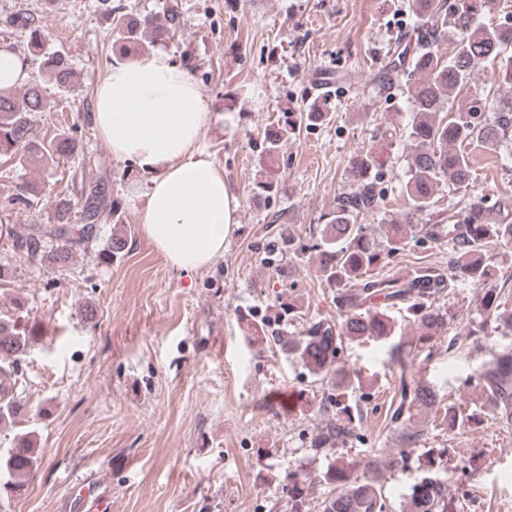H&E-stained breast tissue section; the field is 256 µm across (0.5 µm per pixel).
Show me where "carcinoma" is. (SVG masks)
I'll return each instance as SVG.
<instances>
[{
  "label": "carcinoma",
  "instance_id": "obj_1",
  "mask_svg": "<svg viewBox=\"0 0 512 512\" xmlns=\"http://www.w3.org/2000/svg\"><path fill=\"white\" fill-rule=\"evenodd\" d=\"M487 0H426L424 23L400 44L377 75L378 81L391 85L406 77L408 123L405 136L410 142L411 173L403 186L410 207L400 223L383 225L386 243L397 245L408 234L429 232L435 239H446L454 252L453 269L457 279L480 290L479 308L512 330V312L501 309V298L491 281L496 261L489 254V244L512 243V222L508 215L490 218L482 208H473L461 219L434 211L435 196L442 181L456 186L468 184L471 169L459 145L471 141L494 145L512 130V101L475 93L469 102L455 110L449 106L455 92L471 81L475 69L483 64L499 66L504 81L512 83V56L502 60L512 48V33L485 24L481 16ZM98 7L112 19L113 53L117 58L128 50H140L146 36L157 42L180 30L181 12L177 0L163 4L165 21L154 16L136 17L112 0H98ZM12 26L27 34L31 55L54 76L58 86L69 87L72 77L67 57L46 51V36L39 20L19 13L10 20ZM452 44L450 53L439 50L440 42ZM55 103L43 94L38 81H27L22 93L0 89V156L32 163L44 158L76 159L82 152L80 141L72 133L57 134L49 143L31 137V118L49 112ZM494 113L487 120L485 113ZM331 117L329 104L314 100L306 110L284 128L270 130L263 140V153L273 158L288 139L302 126ZM382 165L376 148L360 152L352 163V190L341 197L336 210L327 214L319 229L318 272L330 288L336 289V304L342 312L339 324L327 319L306 318L303 303L296 299L280 301L278 322L299 323L297 330L286 335L275 326L257 322L253 311L239 309L238 319L266 343L283 350L300 363L316 380L332 390L322 408L334 415L313 433L310 450L316 455L336 453L353 437V415L347 401L355 382L336 379V361L344 339L351 341H383L389 344L390 360L400 368L399 403L391 419L398 448L389 458L391 464H407L419 449L423 431L411 424L422 410L437 404L435 390L425 382L407 380L406 360L429 358L436 349L437 336L448 326V312L440 301L448 296V278L432 267H421L404 279L370 277L371 270L382 259L381 249L373 233L356 223L359 215L380 206L381 198L371 177ZM112 209V234L100 243L99 258L111 260L126 247V225L123 203L119 197L107 198L105 184L88 185L80 215H74L70 200L54 201L53 221L35 224L20 234L10 231L13 251L49 266H64L80 247L96 237V223L103 205ZM435 215V223H420L423 217ZM276 243L280 248L298 253L300 242L283 226ZM404 306L414 324L410 341L395 340L397 327L391 310ZM43 340L41 323L30 317L26 298L13 295L11 307L0 310V424H13L24 412L15 385L24 357ZM484 404L499 421L512 423V347L494 352V358L477 377ZM443 420L460 430L469 425L453 404L443 408ZM448 454V449H425V474L411 487L405 512H454V502L446 487L432 469ZM42 453L34 431L20 434L16 444L0 455V500L11 498L28 484L40 467ZM318 483L326 486L327 495L320 503L321 512H388L390 503L384 493L379 459L360 466L337 462L321 473ZM311 485L301 469L286 476V512H305L307 490Z\"/></svg>",
  "mask_w": 512,
  "mask_h": 512
}]
</instances>
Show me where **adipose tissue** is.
Masks as SVG:
<instances>
[{
  "label": "adipose tissue",
  "mask_w": 512,
  "mask_h": 512,
  "mask_svg": "<svg viewBox=\"0 0 512 512\" xmlns=\"http://www.w3.org/2000/svg\"><path fill=\"white\" fill-rule=\"evenodd\" d=\"M93 119L112 156L151 172L142 230L169 265L191 273L223 256L239 204L201 142L224 116L208 108L187 68L161 49L113 64Z\"/></svg>",
  "instance_id": "ef3b65f1"
}]
</instances>
